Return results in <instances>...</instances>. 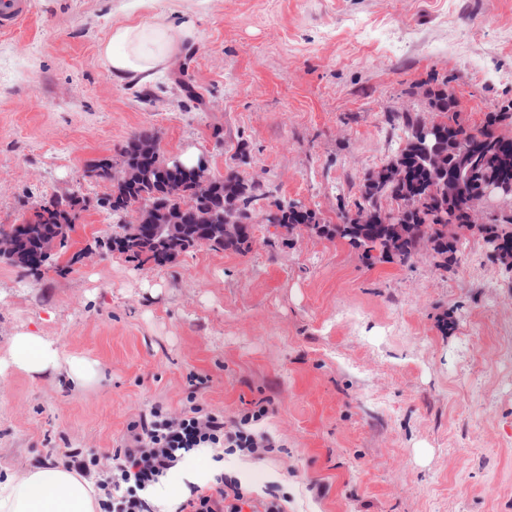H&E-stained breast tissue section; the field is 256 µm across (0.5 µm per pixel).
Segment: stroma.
Wrapping results in <instances>:
<instances>
[{
  "label": "stroma",
  "instance_id": "stroma-1",
  "mask_svg": "<svg viewBox=\"0 0 512 512\" xmlns=\"http://www.w3.org/2000/svg\"><path fill=\"white\" fill-rule=\"evenodd\" d=\"M129 0H33L0 35V226L78 193L66 247L0 263V347L21 328L100 364L90 387L0 376V476L109 453L189 374L225 421L257 403L274 445L226 475L288 512H512V272L479 237L461 261L365 265L343 241L254 216L249 253L202 245L157 266L113 252L89 167L152 129L168 157L296 200L333 224L399 145V117L447 92L471 130L512 112V0H195V34L146 85L98 46Z\"/></svg>",
  "mask_w": 512,
  "mask_h": 512
}]
</instances>
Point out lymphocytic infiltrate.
Here are the masks:
<instances>
[{
	"instance_id": "1",
	"label": "lymphocytic infiltrate",
	"mask_w": 512,
	"mask_h": 512,
	"mask_svg": "<svg viewBox=\"0 0 512 512\" xmlns=\"http://www.w3.org/2000/svg\"><path fill=\"white\" fill-rule=\"evenodd\" d=\"M268 409L258 406L239 421L225 422L221 413L205 409L196 391H189L184 409L177 414L162 406L152 407L129 428L127 446L112 455L68 451L71 467L80 475L97 474L100 512H152L148 494L161 476L195 448H222L252 455L271 452L265 432L256 430ZM258 503V512H286L281 498L270 496L253 500L241 482L217 476L214 484L182 502L177 512H244L245 506Z\"/></svg>"
}]
</instances>
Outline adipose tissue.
I'll use <instances>...</instances> for the list:
<instances>
[{"instance_id":"adipose-tissue-1","label":"adipose tissue","mask_w":512,"mask_h":512,"mask_svg":"<svg viewBox=\"0 0 512 512\" xmlns=\"http://www.w3.org/2000/svg\"><path fill=\"white\" fill-rule=\"evenodd\" d=\"M156 0H132L133 8L149 12V21L135 18L113 26L99 46V57L113 79L149 83L177 55L194 30L175 24L155 10ZM19 372L30 381L60 378L75 389L92 385L97 364L66 353L56 340L28 329L16 331L0 353V376ZM217 448H197L155 484L150 502L158 512H172L186 500L192 487L206 488L224 471ZM95 485L76 471L45 465L0 482V512H98Z\"/></svg>"}]
</instances>
